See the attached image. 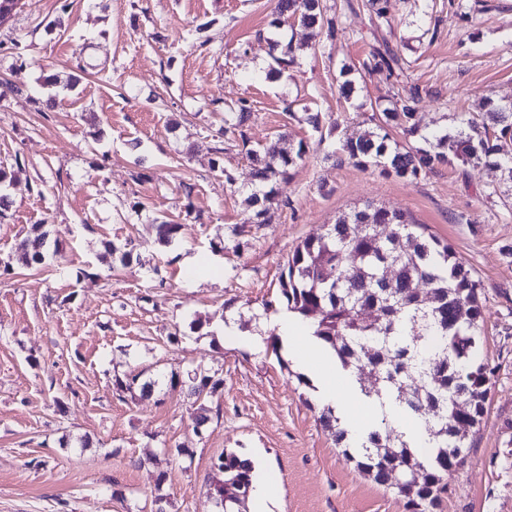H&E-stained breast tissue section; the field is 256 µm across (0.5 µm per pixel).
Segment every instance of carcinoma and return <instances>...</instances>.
Returning <instances> with one entry per match:
<instances>
[{"instance_id":"cac0c4a2","label":"carcinoma","mask_w":512,"mask_h":512,"mask_svg":"<svg viewBox=\"0 0 512 512\" xmlns=\"http://www.w3.org/2000/svg\"><path fill=\"white\" fill-rule=\"evenodd\" d=\"M294 21L315 37L334 36L336 23L324 15L320 0H275L270 25L280 28ZM270 55L279 72L296 60L292 42L273 40ZM404 60L388 43L374 49L363 68L391 78L403 71ZM418 92L404 98L375 103L370 121L375 129L346 135L340 140L341 158L361 167L373 166L387 175L413 183L437 166L448 163V153L464 163L482 162L499 172L501 184L512 187V102H486L491 126L478 128L472 120L448 132L419 135L415 120ZM245 100L230 104L224 113L227 129L243 128L251 117ZM420 136L419 146L392 141L390 129ZM306 153V144L288 149L275 143L249 149L254 163L253 189L246 203L253 208L247 224L266 222L261 197L290 177ZM186 225L163 220L156 225L158 240L169 245L182 237ZM49 232L32 226L17 249L33 263L44 260ZM281 302L302 321L313 326L312 335L331 350L344 369L376 371V381L362 393L387 397L422 421L433 443L431 453L419 456L404 435L387 419L349 455L359 471L381 486L390 485V469L398 466L419 473L415 488L396 489L409 512H434L448 491V477L462 465L469 447V432L481 421L490 391L491 370L477 360L483 313L481 285L451 248L426 227L397 209L367 206L329 224L325 232L306 238L288 256L281 275ZM140 375L116 379V389L130 396L150 395L154 380L139 382ZM170 385L186 387L197 405L196 425L211 420L209 398L223 381L209 375H175ZM320 421L342 442L346 431L332 410ZM212 467L224 476L215 488L216 504L223 512H239L242 494L254 477L251 459L234 452L221 453Z\"/></svg>"}]
</instances>
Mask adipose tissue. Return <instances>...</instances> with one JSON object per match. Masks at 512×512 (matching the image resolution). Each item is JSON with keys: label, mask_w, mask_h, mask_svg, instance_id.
<instances>
[{"label": "adipose tissue", "mask_w": 512, "mask_h": 512, "mask_svg": "<svg viewBox=\"0 0 512 512\" xmlns=\"http://www.w3.org/2000/svg\"><path fill=\"white\" fill-rule=\"evenodd\" d=\"M274 322L282 340L292 344L294 361L317 383L321 400L346 411L345 425L348 429L347 444L357 446L380 418H388L393 427L403 433L407 440L422 445L425 431L422 423L406 416L391 401L377 398L356 404L353 393L355 378L349 371L337 368L335 358L309 339V330L291 312L281 311Z\"/></svg>", "instance_id": "obj_1"}]
</instances>
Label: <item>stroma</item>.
<instances>
[{"instance_id":"stroma-1","label":"stroma","mask_w":512,"mask_h":512,"mask_svg":"<svg viewBox=\"0 0 512 512\" xmlns=\"http://www.w3.org/2000/svg\"><path fill=\"white\" fill-rule=\"evenodd\" d=\"M322 0L335 38L283 27L297 61L267 79L270 0H26L0 26V512H219L222 452L250 457L277 484L272 512H407L393 489L360 473L324 430L314 386L277 358L272 316L297 244L371 202L406 212L448 243L482 285L479 357L493 370L466 463L436 512H512V194L493 169L437 167L408 183L339 160V139L371 128V101L418 89L421 134L476 118L486 99L512 101V0ZM212 40L201 44L196 29ZM403 75L363 74L344 101L336 75L360 68L378 40ZM78 75L74 89L48 85ZM248 100L236 134L224 106ZM322 117L320 129L306 112ZM288 135L308 149L249 213L246 147ZM184 224L171 247L155 222ZM58 254L26 265L15 250L32 225ZM133 240L129 264L107 244ZM217 267L190 281L186 257ZM234 318L237 334L220 332ZM222 379L221 412L195 433L192 403L171 374ZM158 379L153 396L119 397L116 377ZM89 447H81V439ZM188 448L185 457L172 454Z\"/></svg>"}]
</instances>
